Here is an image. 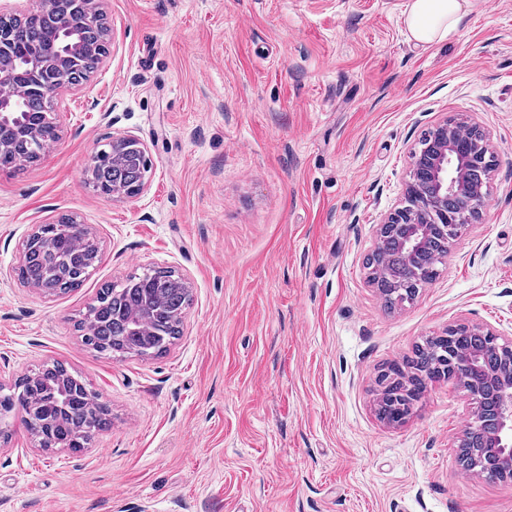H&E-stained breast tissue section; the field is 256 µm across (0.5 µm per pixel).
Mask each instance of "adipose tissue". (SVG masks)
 Here are the masks:
<instances>
[{
	"instance_id": "1",
	"label": "adipose tissue",
	"mask_w": 512,
	"mask_h": 512,
	"mask_svg": "<svg viewBox=\"0 0 512 512\" xmlns=\"http://www.w3.org/2000/svg\"><path fill=\"white\" fill-rule=\"evenodd\" d=\"M467 0H408L403 23L417 44L429 45L445 39L457 28Z\"/></svg>"
}]
</instances>
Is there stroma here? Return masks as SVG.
<instances>
[{
	"label": "stroma",
	"mask_w": 512,
	"mask_h": 512,
	"mask_svg": "<svg viewBox=\"0 0 512 512\" xmlns=\"http://www.w3.org/2000/svg\"><path fill=\"white\" fill-rule=\"evenodd\" d=\"M407 0H103L109 54L64 90L61 136L0 172V383L58 362L111 428L42 450L0 436V512H512V484L460 473L459 387L407 424L374 412L388 363L464 321L512 334V0H469L444 40H408ZM497 153L482 217L395 307L365 259L437 122ZM129 133L154 168L103 197L89 157ZM87 224L98 260L52 295L15 272L40 225ZM150 268L191 302L162 354L104 356L78 324L105 285Z\"/></svg>",
	"instance_id": "stroma-1"
}]
</instances>
